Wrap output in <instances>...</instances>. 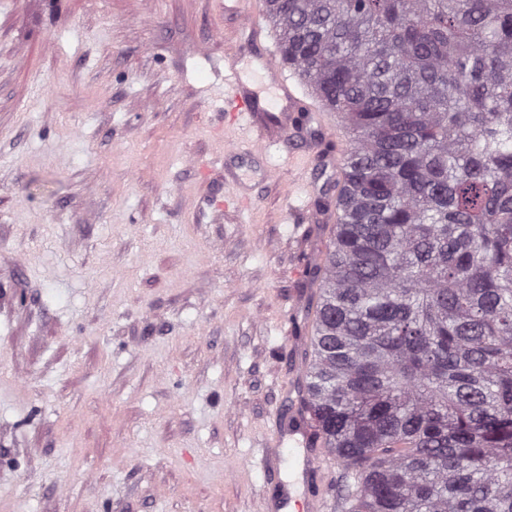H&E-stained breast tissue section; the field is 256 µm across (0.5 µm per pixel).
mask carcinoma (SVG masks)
<instances>
[{"mask_svg":"<svg viewBox=\"0 0 512 512\" xmlns=\"http://www.w3.org/2000/svg\"><path fill=\"white\" fill-rule=\"evenodd\" d=\"M350 134L305 407L344 512H512V0H264Z\"/></svg>","mask_w":512,"mask_h":512,"instance_id":"1","label":"carcinoma"}]
</instances>
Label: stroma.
<instances>
[{
	"mask_svg": "<svg viewBox=\"0 0 512 512\" xmlns=\"http://www.w3.org/2000/svg\"><path fill=\"white\" fill-rule=\"evenodd\" d=\"M241 15V14H240ZM224 0H0V512H258L335 171L225 161Z\"/></svg>",
	"mask_w": 512,
	"mask_h": 512,
	"instance_id": "1",
	"label": "stroma"
}]
</instances>
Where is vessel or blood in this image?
<instances>
[{
  "mask_svg": "<svg viewBox=\"0 0 512 512\" xmlns=\"http://www.w3.org/2000/svg\"><path fill=\"white\" fill-rule=\"evenodd\" d=\"M260 36L257 23L249 18L239 26L236 41L239 46L250 49L251 64L262 82L275 89L276 97L272 100L260 97L256 88L241 77L242 59L235 55L224 60V108L235 122L246 127L260 125V113H275L272 130L290 144L293 134L300 127L320 129L324 126V119L317 110L303 106L293 75L287 74L276 64L270 50L260 47ZM288 160L293 167L307 172L334 167L337 157L318 147L306 149L290 144ZM279 442V447L271 451L274 462L292 461L295 483L302 488L303 495L298 498L293 496L291 490H283L275 512H324L323 491L332 484L334 476L324 462L315 430L303 411L300 399L291 402L288 423L280 434Z\"/></svg>",
  "mask_w": 512,
  "mask_h": 512,
  "instance_id": "b4317fda",
  "label": "vessel or blood"
}]
</instances>
